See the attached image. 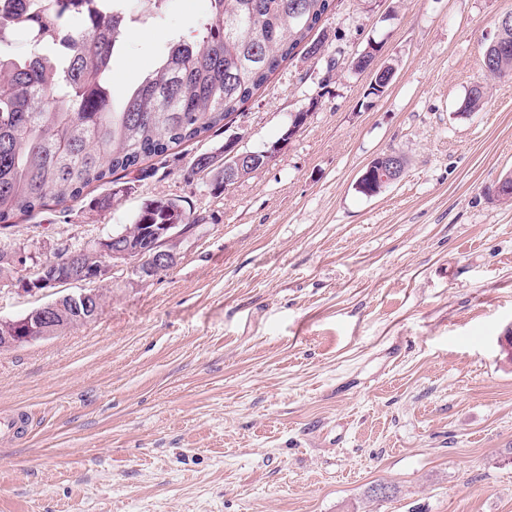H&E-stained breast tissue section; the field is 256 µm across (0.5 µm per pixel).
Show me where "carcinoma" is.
<instances>
[{
	"instance_id": "obj_1",
	"label": "carcinoma",
	"mask_w": 512,
	"mask_h": 512,
	"mask_svg": "<svg viewBox=\"0 0 512 512\" xmlns=\"http://www.w3.org/2000/svg\"><path fill=\"white\" fill-rule=\"evenodd\" d=\"M92 0H33L29 12H0V225L18 216L63 206L94 184L168 154L238 112L298 46L309 41L331 13L334 0H210L209 16L189 41L176 39L157 67L117 97L112 57L118 44L148 17L123 0L106 12L86 9L83 26L63 30L61 19ZM25 29L30 50H7L10 35ZM394 76L387 66L373 73L370 93L382 94ZM488 85H473L463 111L483 106ZM191 173L213 176L222 194L224 166L210 163ZM197 220L175 201L150 200L123 225L133 257L143 260L153 227Z\"/></svg>"
}]
</instances>
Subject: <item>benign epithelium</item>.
Wrapping results in <instances>:
<instances>
[{
	"instance_id": "benign-epithelium-1",
	"label": "benign epithelium",
	"mask_w": 512,
	"mask_h": 512,
	"mask_svg": "<svg viewBox=\"0 0 512 512\" xmlns=\"http://www.w3.org/2000/svg\"><path fill=\"white\" fill-rule=\"evenodd\" d=\"M279 149V144L259 152L241 151L238 139L229 137L224 142L225 155L231 157L230 168L224 170V181L243 176L258 160L269 163ZM372 175L384 186L397 181L402 171L399 167V154L386 151L374 157L368 165ZM185 235L179 224H166L156 233L151 243V252L147 257L148 264L140 275L161 271V268L172 265L175 260V247ZM94 253L101 257L103 264L93 268V276L89 282H102L110 274L112 267L124 264L138 266L131 252L123 242V235L109 234L80 248H70L61 261L73 264L80 261L81 255ZM36 268L26 266V257L20 252L13 251L0 258V288L15 287L28 291L38 290L44 284L42 278L35 276ZM101 292L92 290L79 295H66L56 298L29 311L27 315L16 320L0 318V352L11 350L24 343L45 340L60 334L66 325V320L76 318L87 322L97 318Z\"/></svg>"
}]
</instances>
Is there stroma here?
<instances>
[{
    "label": "stroma",
    "instance_id": "1",
    "mask_svg": "<svg viewBox=\"0 0 512 512\" xmlns=\"http://www.w3.org/2000/svg\"><path fill=\"white\" fill-rule=\"evenodd\" d=\"M510 10L335 0L323 55L298 47L223 128L1 232L43 259L152 199L201 219L167 272L114 268L96 320L0 353V413L27 418L0 438V512H512V203L490 193L512 174V78L462 109ZM209 12L168 0L133 28L115 92ZM371 43L395 69L379 97L353 67ZM233 134L280 150L217 195L192 162ZM388 150L404 174L361 194ZM81 289L0 288V317Z\"/></svg>",
    "mask_w": 512,
    "mask_h": 512
}]
</instances>
